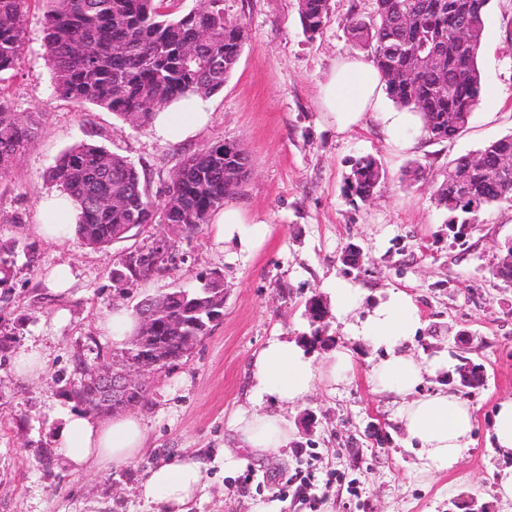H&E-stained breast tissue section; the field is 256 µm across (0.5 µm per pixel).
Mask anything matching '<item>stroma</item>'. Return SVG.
<instances>
[{
  "instance_id": "obj_1",
  "label": "stroma",
  "mask_w": 512,
  "mask_h": 512,
  "mask_svg": "<svg viewBox=\"0 0 512 512\" xmlns=\"http://www.w3.org/2000/svg\"><path fill=\"white\" fill-rule=\"evenodd\" d=\"M223 7L247 32L240 59L209 98L210 123L195 138L171 143L151 126L132 128L110 112L53 96L44 9L30 0L20 63L0 83L14 112L43 115L34 143L0 177V242L36 247L33 265L18 264L0 312L6 323L24 322L9 352L0 353V512H154L139 484L155 464L188 453L207 463L206 486L191 512H253L271 500L280 512H448L462 496L474 497L485 512H512V502L494 492L497 469L512 466V457L491 446L494 409L512 398V288L489 274L512 236V203L486 211L460 246L451 242L433 196L455 158L512 134V0L490 2L478 56L481 101L465 132L444 142L429 140L415 117L392 122L395 106L384 96L350 130L324 112L320 90L336 63L363 54L347 26L363 16L365 0H332L329 22L312 39L302 30L297 0H224ZM217 141L236 143L249 156L247 177L224 204L263 229L256 252L224 248L206 224L179 241V259L167 272L120 292L112 283L117 259L150 245L152 229L106 249L37 233L40 199L57 190L46 173L71 145H102L127 157L160 201L182 160ZM366 154L378 159L384 178L374 197L362 201L345 194L344 182L352 162ZM412 165L425 177L410 184L404 172ZM353 244L365 260L349 272L342 258ZM60 265L73 275L65 295L52 294L47 283ZM205 270L224 276V316L191 355L148 376L147 395L134 409L146 429L140 457L116 468L72 471L54 449L62 416L73 408L59 391L79 362L119 356L120 345L104 336L100 322L145 296L195 287ZM344 279L367 288L375 302L394 292L412 298L421 321L413 350L421 358L463 356L483 365L486 384L469 396L472 442L452 471L423 472L393 421L394 405L373 390L377 350L349 339L335 312L325 320L332 346L309 356L318 366L331 347H349L355 370L348 380L333 390L316 384L285 409L269 398L251 401L255 354L278 336L304 343L315 329L307 301L329 302L330 288ZM459 331L466 343L456 341ZM29 348L41 353L44 370L23 380L12 356ZM257 410L284 412L295 439L280 455L225 470L230 420ZM371 421L381 424V435L368 433Z\"/></svg>"
}]
</instances>
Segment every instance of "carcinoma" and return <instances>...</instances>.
Masks as SVG:
<instances>
[{
    "instance_id": "cac0c4a2",
    "label": "carcinoma",
    "mask_w": 512,
    "mask_h": 512,
    "mask_svg": "<svg viewBox=\"0 0 512 512\" xmlns=\"http://www.w3.org/2000/svg\"><path fill=\"white\" fill-rule=\"evenodd\" d=\"M29 0H0V74L16 69L23 46ZM223 0H199L192 10L173 15L166 0H42L44 45L51 67L53 92L77 106L107 110L127 123L137 114L139 125L152 123L155 114L189 93L210 96L224 87L236 68L246 40L243 27L224 19ZM426 0H371L370 16L349 25L350 38L367 51L383 89L394 104L417 114L429 138L446 141L465 131L478 105L483 77L478 54L490 0H449L430 10ZM331 0H298L303 30L313 37L327 25ZM469 24V41L457 42L451 33L458 17ZM440 39L442 62L425 66L412 78L400 80L394 71L406 65L400 48L416 40ZM84 43L89 55L72 50ZM193 45L197 60L185 62L182 50ZM42 128L40 113L21 118L0 95V177L8 174ZM484 167L472 171L469 186L448 181L437 187L438 206L450 224H477L490 207L512 200V178L495 171L498 157L512 153V134L485 145ZM248 164L240 151H224V143L210 144L185 158L163 202H156L126 157L88 143L66 149L50 167L47 180L79 202L82 215L76 237L91 248L122 241L125 224H184L186 235L196 234L211 213L224 207V167ZM379 164L372 155L352 164L347 190L367 200L378 186ZM122 184L129 190L124 206L114 208L101 199ZM35 261L31 245L0 244V293L8 295L17 258ZM159 346L173 364L181 360L178 339L161 332ZM91 364H77L63 395L82 411L100 414L93 397Z\"/></svg>"
}]
</instances>
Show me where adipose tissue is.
I'll use <instances>...</instances> for the list:
<instances>
[{
    "label": "adipose tissue",
    "mask_w": 512,
    "mask_h": 512,
    "mask_svg": "<svg viewBox=\"0 0 512 512\" xmlns=\"http://www.w3.org/2000/svg\"><path fill=\"white\" fill-rule=\"evenodd\" d=\"M382 83L372 65L353 57L338 63L322 90L321 105L330 112L340 128L358 124L371 110ZM211 119L204 97L190 94L173 102L152 121L157 137L179 142L194 136ZM42 222L38 233L52 241L71 239L80 210L65 193L45 196L41 201ZM214 238L225 247L242 252L259 249L263 232L250 226L240 210L228 207L212 218ZM367 291L361 285L337 281L331 291L339 321L351 336L382 349L383 355L371 369L372 383L378 393L399 400V426L408 444L414 445L427 471L453 470L470 443L474 427V409L460 395L450 391L422 392L427 378L447 372L443 355L424 360L413 351L420 317L412 299L403 293L366 306ZM354 370L350 349H336L322 367H315L305 349L297 342L274 338L268 341L252 361V396L255 400L272 397L283 406L302 401L316 383L329 386L345 381ZM233 443L224 449L228 465L241 462L243 456L266 457L287 446L294 425L279 414L252 413L231 424ZM145 428L132 414L100 421L91 414L75 411L65 414L55 438L58 454L72 470L88 464L125 465L132 462L145 444ZM205 462L186 455L172 463H161L150 470L138 488L155 512H189L190 503L203 488Z\"/></svg>",
    "instance_id": "adipose-tissue-1"
}]
</instances>
